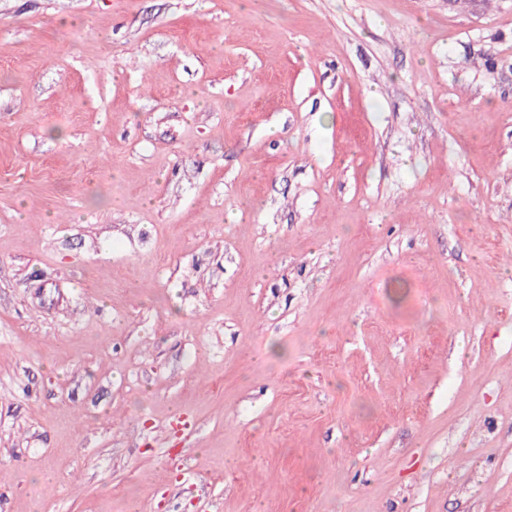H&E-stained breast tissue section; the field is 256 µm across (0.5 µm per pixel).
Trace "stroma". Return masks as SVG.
I'll return each instance as SVG.
<instances>
[{
    "label": "stroma",
    "mask_w": 512,
    "mask_h": 512,
    "mask_svg": "<svg viewBox=\"0 0 512 512\" xmlns=\"http://www.w3.org/2000/svg\"><path fill=\"white\" fill-rule=\"evenodd\" d=\"M0 512H512V0H0Z\"/></svg>",
    "instance_id": "35a3bbf8"
}]
</instances>
